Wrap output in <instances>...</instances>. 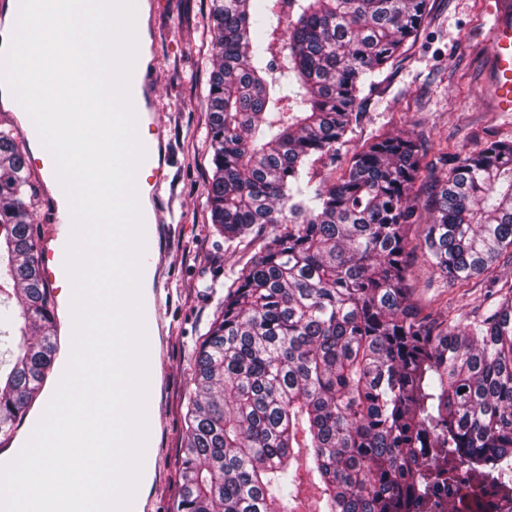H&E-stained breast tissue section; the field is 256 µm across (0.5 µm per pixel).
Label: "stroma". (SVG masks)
Wrapping results in <instances>:
<instances>
[{
  "label": "stroma",
  "mask_w": 512,
  "mask_h": 512,
  "mask_svg": "<svg viewBox=\"0 0 512 512\" xmlns=\"http://www.w3.org/2000/svg\"><path fill=\"white\" fill-rule=\"evenodd\" d=\"M155 45L151 65L156 94L151 108L166 126L175 193L173 230L161 256L168 269L162 318L165 332L155 370L156 400L164 426L155 433L156 480L146 491L157 512H175L180 492V463L187 441V405L199 347L224 304L228 286L255 254L254 246L228 244L213 227L207 185L213 173L206 112L208 78L216 55L210 28V0H148ZM491 28L481 0H435L417 40L399 62L377 75L358 124L338 144L335 160L314 166L318 176L347 168L364 146L380 138L408 133L427 152L413 193L419 204L430 201L431 185L443 179L450 164L486 143L512 140V112L493 111L490 103V55L471 40L474 24ZM0 128L12 131L27 155L36 195L30 210L35 236H42L54 203L44 187L49 177L33 158L27 128L17 112L0 108ZM410 261L413 299L423 314H442L449 323L476 327L494 300L484 277L467 284L436 279L422 253Z\"/></svg>",
  "instance_id": "stroma-1"
}]
</instances>
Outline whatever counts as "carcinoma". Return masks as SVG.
<instances>
[{"mask_svg": "<svg viewBox=\"0 0 512 512\" xmlns=\"http://www.w3.org/2000/svg\"><path fill=\"white\" fill-rule=\"evenodd\" d=\"M288 3L285 16L281 0H211V220L260 248L200 345L176 512H294L301 448L319 512H443L433 492L462 469L512 483V283L482 326L450 325L414 309L408 257L419 249L462 284L512 249V141L450 168L417 240L420 141L388 136L339 176L304 178L333 158L433 0ZM33 192L0 130V337L18 332L0 359V433L56 356Z\"/></svg>", "mask_w": 512, "mask_h": 512, "instance_id": "1", "label": "carcinoma"}]
</instances>
